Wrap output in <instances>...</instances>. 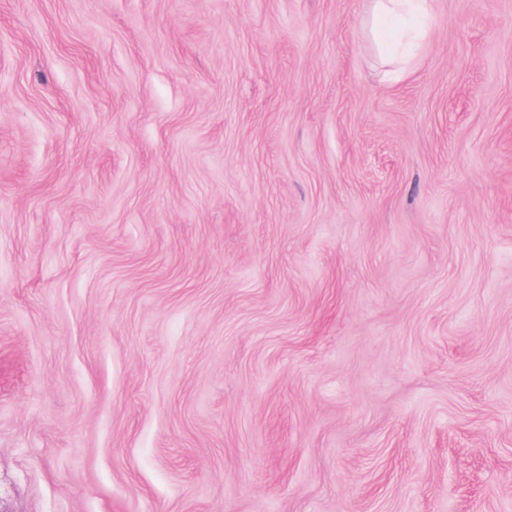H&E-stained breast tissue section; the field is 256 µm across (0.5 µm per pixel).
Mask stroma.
<instances>
[{"label":"stroma","mask_w":512,"mask_h":512,"mask_svg":"<svg viewBox=\"0 0 512 512\" xmlns=\"http://www.w3.org/2000/svg\"><path fill=\"white\" fill-rule=\"evenodd\" d=\"M0 0V512H512V0ZM370 34L382 49L390 48L403 39H415L425 29L429 17L428 0H366ZM408 17H415L419 25H405Z\"/></svg>","instance_id":"stroma-1"}]
</instances>
